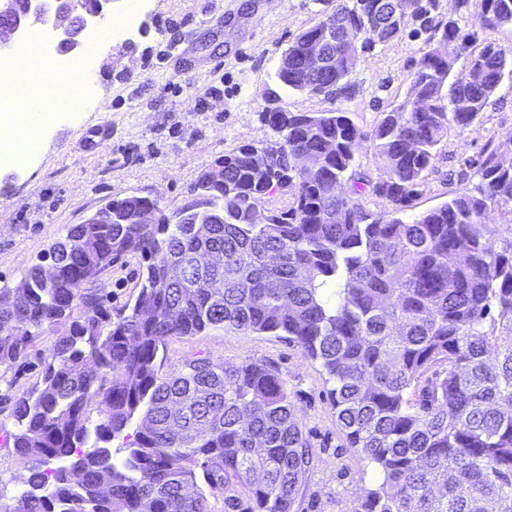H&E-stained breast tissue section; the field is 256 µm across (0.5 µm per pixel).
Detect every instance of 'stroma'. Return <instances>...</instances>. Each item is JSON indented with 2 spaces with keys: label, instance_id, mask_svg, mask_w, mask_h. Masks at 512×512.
Listing matches in <instances>:
<instances>
[{
  "label": "stroma",
  "instance_id": "obj_1",
  "mask_svg": "<svg viewBox=\"0 0 512 512\" xmlns=\"http://www.w3.org/2000/svg\"><path fill=\"white\" fill-rule=\"evenodd\" d=\"M320 9L318 0H142L140 15L113 35L110 52L99 62L97 80L86 91L93 107L55 113L25 170L0 171V288L15 286L71 225L83 223L108 201L145 196L169 213L190 203L193 183L215 160L241 145L273 140L259 119L269 101L293 112L339 108L361 130L372 131L409 92L429 33L407 17L397 39L361 56L348 77V97L286 90L274 76L280 57L318 20ZM433 17L440 23L457 20L479 41L512 47L511 25L482 29L472 6L460 0H436ZM176 44L188 50V67L175 66ZM103 123L112 126L111 142L84 153L85 131ZM511 135L512 76H507L470 127L449 130L403 218L417 217L477 183L479 161L511 146ZM145 267L140 254L127 255L81 291L121 311L134 303ZM65 330V324L54 326L25 357L0 366L4 501L23 490L29 468L13 448V408L39 384L52 346ZM200 358L214 365L257 361L286 381L317 457L298 491L295 512H349L361 490L377 481L373 464L347 445L319 364L288 337L221 328L176 337L167 345L159 374L178 375Z\"/></svg>",
  "mask_w": 512,
  "mask_h": 512
}]
</instances>
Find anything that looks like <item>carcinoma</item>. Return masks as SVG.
<instances>
[{
  "label": "carcinoma",
  "mask_w": 512,
  "mask_h": 512,
  "mask_svg": "<svg viewBox=\"0 0 512 512\" xmlns=\"http://www.w3.org/2000/svg\"><path fill=\"white\" fill-rule=\"evenodd\" d=\"M318 2L321 18L286 49L275 77L292 91L343 93L355 67L346 49L333 43L317 75L302 45L335 18L362 23L365 0ZM397 2L441 33L446 58L423 52L410 97L371 134L340 109L263 111L276 139L218 159L224 182L203 171L192 202L170 214L156 199L112 200L99 209L112 223L75 224L51 246L52 280L35 265L0 288V365L69 323L13 411L29 477L0 512H211L203 491L187 490L198 467L224 491V512H294L315 456L280 374L251 360L197 359L159 376L168 339L217 327L284 333L320 364L349 447L379 472L350 512H512V240L497 249L486 237L491 214L512 215V148L480 162L476 186L411 221L372 218L354 171L372 141L383 164L373 192L401 211L448 129L484 110L512 49L474 48L454 19L432 24V0ZM473 6L484 29L512 25V0ZM402 29L364 31L363 50ZM463 55L476 67L448 81ZM462 96L475 111L454 110ZM275 189L291 190L287 210L264 209ZM144 209L156 223H136ZM131 253L146 272L130 313L114 317L79 288ZM93 396L96 421L86 412ZM137 415L135 440L116 461L107 443Z\"/></svg>",
  "instance_id": "1"
}]
</instances>
